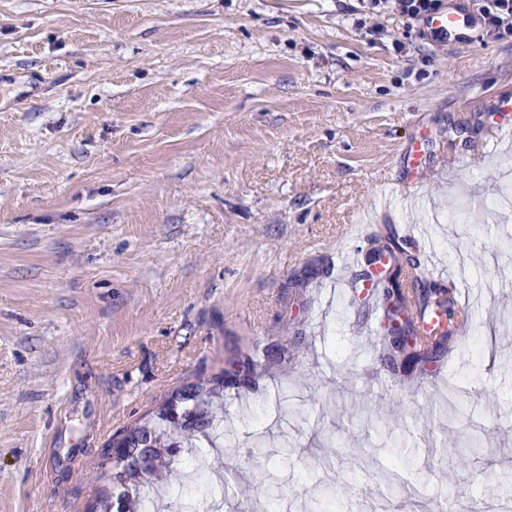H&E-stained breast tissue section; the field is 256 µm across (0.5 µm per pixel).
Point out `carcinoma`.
<instances>
[{
    "label": "carcinoma",
    "instance_id": "cac0c4a2",
    "mask_svg": "<svg viewBox=\"0 0 512 512\" xmlns=\"http://www.w3.org/2000/svg\"><path fill=\"white\" fill-rule=\"evenodd\" d=\"M377 242L381 246L375 248L373 254L390 259L394 268L389 280L383 282L379 289L382 296L392 302L391 319L402 318V323L392 328V333L384 338V364L411 374L456 337L471 322V314L466 309H458L451 301L453 285L445 288L428 281L416 259L406 254L393 237H387L385 244L380 238ZM431 319L435 320V325L427 330L424 321ZM223 390V375L199 376L191 388L159 406L155 421L137 423L124 430L125 447L131 454L122 464V479L132 485L141 482L146 475L157 481L163 479L169 462L160 449L168 447V437L193 440L195 431L205 426L207 418L224 410V404L219 402ZM179 400L191 403L180 424L175 422V408ZM342 492L341 487L331 488L314 497L309 504V512H330L331 499Z\"/></svg>",
    "mask_w": 512,
    "mask_h": 512
}]
</instances>
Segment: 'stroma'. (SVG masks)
Wrapping results in <instances>:
<instances>
[{"instance_id":"stroma-1","label":"stroma","mask_w":512,"mask_h":512,"mask_svg":"<svg viewBox=\"0 0 512 512\" xmlns=\"http://www.w3.org/2000/svg\"><path fill=\"white\" fill-rule=\"evenodd\" d=\"M451 2L443 38L364 0H0V512H89L113 437L218 372L222 416L144 484L161 512L201 457L224 462L201 512H263L285 466L303 502L361 457L354 512L385 438L424 512L512 485V210L485 208L512 168V26ZM419 226L431 280L462 253L488 299L407 376L380 365L388 301L340 286L373 233ZM451 381L486 433L452 471ZM260 413L290 420L288 458L256 451Z\"/></svg>"}]
</instances>
